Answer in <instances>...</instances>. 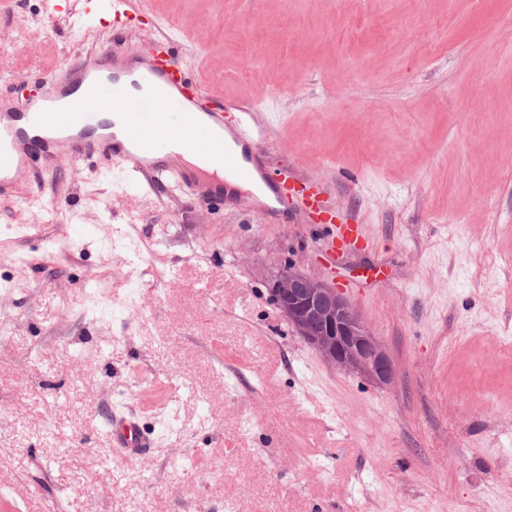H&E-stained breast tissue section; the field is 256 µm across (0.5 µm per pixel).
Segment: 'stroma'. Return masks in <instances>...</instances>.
I'll return each mask as SVG.
<instances>
[{"label":"stroma","instance_id":"stroma-1","mask_svg":"<svg viewBox=\"0 0 512 512\" xmlns=\"http://www.w3.org/2000/svg\"><path fill=\"white\" fill-rule=\"evenodd\" d=\"M0 0V95L113 44ZM179 61L261 102L275 167L325 177L371 250L59 163L0 203V512H512V0H158ZM336 288L393 380L329 366L273 274ZM134 411L154 445L106 434ZM107 425L112 445L121 452L124 459H139L152 448L150 435L134 413L112 412Z\"/></svg>","mask_w":512,"mask_h":512}]
</instances>
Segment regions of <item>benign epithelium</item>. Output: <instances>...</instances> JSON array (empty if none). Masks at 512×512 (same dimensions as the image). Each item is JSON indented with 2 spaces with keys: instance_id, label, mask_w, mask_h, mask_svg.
<instances>
[{
  "instance_id": "obj_1",
  "label": "benign epithelium",
  "mask_w": 512,
  "mask_h": 512,
  "mask_svg": "<svg viewBox=\"0 0 512 512\" xmlns=\"http://www.w3.org/2000/svg\"><path fill=\"white\" fill-rule=\"evenodd\" d=\"M271 292L296 334L331 366L380 385L392 380L391 357L335 289L317 278L285 271L272 279Z\"/></svg>"
}]
</instances>
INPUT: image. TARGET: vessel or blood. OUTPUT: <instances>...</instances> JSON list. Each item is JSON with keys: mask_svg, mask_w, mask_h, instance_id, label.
<instances>
[{"mask_svg": "<svg viewBox=\"0 0 512 512\" xmlns=\"http://www.w3.org/2000/svg\"><path fill=\"white\" fill-rule=\"evenodd\" d=\"M94 2L118 39L146 15L132 0ZM35 84L34 95L0 96L1 202L16 198L23 187L41 184L60 160L80 164L92 159L105 168L121 165L154 191L175 177L202 205L245 203L325 225L331 260L374 243L356 214L330 206L333 191L327 183L272 170L253 146L252 105L227 107L177 67L173 36L155 38L141 49L100 50L92 64L40 74ZM108 104L128 110L121 131L112 130L102 117ZM229 109L235 112L230 122L225 119ZM185 151L197 157V164L172 167ZM107 425L124 459H139L153 445L134 413H112Z\"/></svg>", "mask_w": 512, "mask_h": 512, "instance_id": "vessel-or-blood-1", "label": "vessel or blood"}]
</instances>
